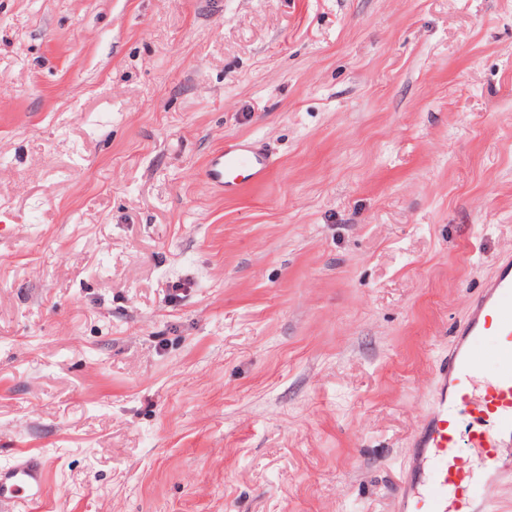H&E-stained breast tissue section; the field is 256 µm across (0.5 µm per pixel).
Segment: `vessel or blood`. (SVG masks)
I'll list each match as a JSON object with an SVG mask.
<instances>
[{
  "instance_id": "obj_1",
  "label": "vessel or blood",
  "mask_w": 512,
  "mask_h": 512,
  "mask_svg": "<svg viewBox=\"0 0 512 512\" xmlns=\"http://www.w3.org/2000/svg\"><path fill=\"white\" fill-rule=\"evenodd\" d=\"M268 155L250 142L232 139L213 151L203 178L225 194L240 180L263 181ZM493 339L492 354L478 347ZM438 390L412 446L420 461L399 492L402 512H491L480 487L484 478L512 472V259L502 261L472 300L446 359L437 369ZM469 448L465 465L461 448ZM45 467L31 456L0 467V507L15 499L39 501Z\"/></svg>"
}]
</instances>
